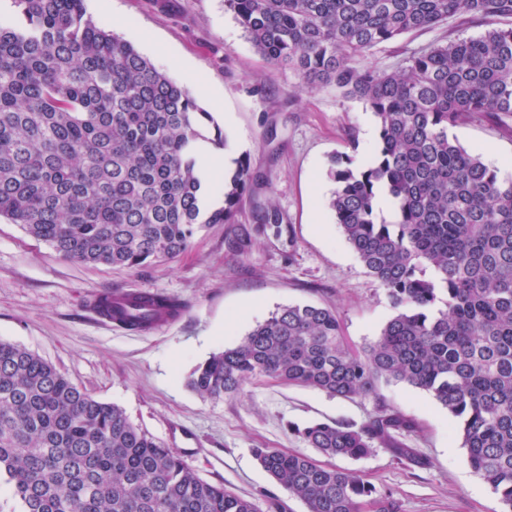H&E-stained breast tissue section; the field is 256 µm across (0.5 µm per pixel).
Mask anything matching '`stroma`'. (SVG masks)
I'll use <instances>...</instances> for the list:
<instances>
[{
    "mask_svg": "<svg viewBox=\"0 0 512 512\" xmlns=\"http://www.w3.org/2000/svg\"><path fill=\"white\" fill-rule=\"evenodd\" d=\"M90 15L130 42L183 86L199 75L198 103L223 130L226 170L248 157L263 179L232 224H209L188 251L136 269L61 259L16 224L0 218V340L37 353L95 399L118 405L135 425L174 449L199 474L251 500L258 512H307L258 464L253 451H303L298 428L314 421L357 426L375 413L368 398L342 399L260 379L214 402L187 385L194 368L237 344L259 322L292 304L336 311L347 341L374 340L392 309L342 237L327 201L333 155L369 158L377 119L335 87L302 90L290 69L268 67L225 9L224 0H85ZM487 22L450 18L402 35L356 60L394 70L411 53L484 33ZM450 138L512 178V119L460 121ZM273 202L282 234L255 223L256 204ZM152 291L179 299L184 315L157 332L107 327L91 301L100 293ZM386 404L416 423L398 435L413 458L377 446L365 459H332L399 500L402 512H499L491 488L470 468L455 419L426 391L382 381Z\"/></svg>",
    "mask_w": 512,
    "mask_h": 512,
    "instance_id": "obj_1",
    "label": "stroma"
}]
</instances>
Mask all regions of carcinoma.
<instances>
[{"mask_svg": "<svg viewBox=\"0 0 512 512\" xmlns=\"http://www.w3.org/2000/svg\"><path fill=\"white\" fill-rule=\"evenodd\" d=\"M0 24V217L84 264L173 260L204 224H232L258 180L247 159L209 190L199 140L224 134L191 92L87 14L84 0H12ZM273 69L309 90L334 86L378 121L368 164L332 159L329 200L352 251L392 310L352 349L335 311L288 305L199 364L188 386L221 401L268 378L376 403L355 429L317 422L298 434L328 457L358 460L413 420L387 407L383 379L432 395L456 420L474 470L512 512V178L448 136L465 117L512 116V0H225ZM452 16L510 20L476 38L415 52L395 70L357 57ZM213 136H207L208 131ZM395 204L377 217V194ZM258 224H284L258 204ZM134 330L181 315L161 293L102 297ZM260 466L307 512H400L390 494L300 452L256 448ZM0 477L21 512H257L200 478L124 411L99 401L27 348L0 340Z\"/></svg>", "mask_w": 512, "mask_h": 512, "instance_id": "carcinoma-1", "label": "carcinoma"}]
</instances>
